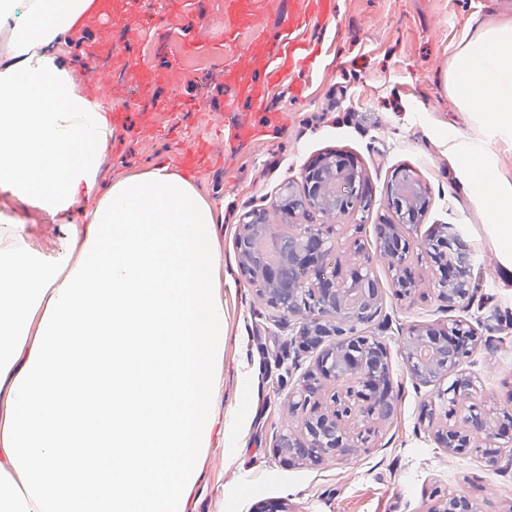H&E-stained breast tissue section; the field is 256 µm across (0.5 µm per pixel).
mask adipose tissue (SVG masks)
I'll use <instances>...</instances> for the list:
<instances>
[{
    "instance_id": "ef3b65f1",
    "label": "adipose tissue",
    "mask_w": 512,
    "mask_h": 512,
    "mask_svg": "<svg viewBox=\"0 0 512 512\" xmlns=\"http://www.w3.org/2000/svg\"><path fill=\"white\" fill-rule=\"evenodd\" d=\"M97 0H31L24 22L0 5L12 62L0 71V188L55 215L95 183L112 137L105 109L63 67ZM461 105L512 136V23L460 42L446 78ZM483 214L512 250V184L482 194ZM223 206L164 164L108 186L82 224L64 223L59 262L39 263L0 235V512H183L205 444L224 305L213 296L214 227ZM79 261H72V254ZM111 348L124 387L92 405L75 388ZM173 460L158 465L159 452ZM20 471L24 489L5 481Z\"/></svg>"
}]
</instances>
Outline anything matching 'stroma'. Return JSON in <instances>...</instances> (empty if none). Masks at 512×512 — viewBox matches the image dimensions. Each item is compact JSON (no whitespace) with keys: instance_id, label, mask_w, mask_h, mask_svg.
Instances as JSON below:
<instances>
[{"instance_id":"35a3bbf8","label":"stroma","mask_w":512,"mask_h":512,"mask_svg":"<svg viewBox=\"0 0 512 512\" xmlns=\"http://www.w3.org/2000/svg\"><path fill=\"white\" fill-rule=\"evenodd\" d=\"M110 2L108 17H91L63 53L87 97L120 117L96 190L157 162L176 166L179 144H199L209 163L191 179L202 196L224 202L214 290L224 303V348L185 512H254L270 501L287 503L289 512H428L437 498L457 493L472 498L478 512H512V446L494 468L475 451L438 447L423 418L436 388L413 379L403 357L410 326L465 320L481 339L460 366L475 381V401L497 411L512 400V256L477 195L463 187L450 148L454 139L483 146L486 182L494 186L512 183V138L491 134L445 83L456 45L485 26L512 22V0H335L331 24L313 20L304 31L314 58L308 75L276 90L270 114L255 118L263 140L231 156L223 139L204 135L226 112L249 109L227 85L224 68L243 52L275 53L269 31L287 20L294 0L263 12L261 24L231 29L222 21L225 0ZM328 152L362 169L369 210L359 224L301 210L292 221L329 223L340 274L370 259L381 310L367 332L388 352L394 414L354 451L290 463L278 444L281 435L301 429V416L290 415L288 404L317 354L295 342L299 319L272 307L259 283L243 274L237 239L246 212L278 213L284 187H302L305 165ZM406 170L426 187L429 203L421 224L406 233L418 292L401 298L377 226L388 213L391 182ZM438 224L460 225L473 255L477 291L468 308L449 307L438 295L439 273L424 252ZM16 226L42 260L58 258L59 223L0 192V231Z\"/></svg>"}]
</instances>
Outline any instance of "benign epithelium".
Masks as SVG:
<instances>
[{
	"instance_id": "obj_1",
	"label": "benign epithelium",
	"mask_w": 512,
	"mask_h": 512,
	"mask_svg": "<svg viewBox=\"0 0 512 512\" xmlns=\"http://www.w3.org/2000/svg\"><path fill=\"white\" fill-rule=\"evenodd\" d=\"M303 185L304 193L299 199L295 198L293 189H288L285 200L290 214L309 208L321 214L336 210L353 216L368 208L363 195V172L355 162L335 154L322 155L309 163L304 170ZM388 206L392 218L378 225L383 255L395 272L397 287L410 295L416 282L408 264L410 243L403 229L421 222L427 207L426 189L413 175L402 173L389 186ZM256 229L263 232L267 229L266 216L257 210L246 215L244 232L237 242L242 272L251 279L263 281L271 305L288 316L302 318L295 337L299 346L319 350L315 367L299 381L300 400L290 404V411L305 412L302 436H284L282 447L289 453L290 461L316 463L327 456L343 455L352 444L341 427L338 411L352 401L357 402L367 430L385 424L394 410L386 350L364 331L380 307L377 281L368 263L352 272L351 289L343 283L322 280L319 271L329 243L327 230L322 224H302L299 232L283 234L279 239L286 256L299 263L309 276L305 282L292 284L288 281V269L265 266L254 251ZM442 229L443 232H435L430 239L428 253L440 272V293L448 300V307L453 308L471 301L472 260L457 225L444 224ZM408 334L414 337V346L407 348L405 364L412 377L423 384L436 381L429 371L438 368L448 373L478 346L475 330L465 328L460 321L450 325L412 326ZM424 344L435 354L429 367L419 357L418 346ZM345 378L352 380L348 388L326 394L325 403L317 400L324 381ZM473 388L472 379L463 375L438 388L428 413L429 425L434 440L450 450L473 448L475 437H481L487 451L483 458L487 466L494 467L499 461L494 450L501 447L500 439L512 436L511 414L505 415L504 422L491 424L486 410L473 404L463 418L464 426L448 427V412L458 414V400ZM451 499L452 504L438 502L428 512H475L467 496L453 495Z\"/></svg>"
}]
</instances>
